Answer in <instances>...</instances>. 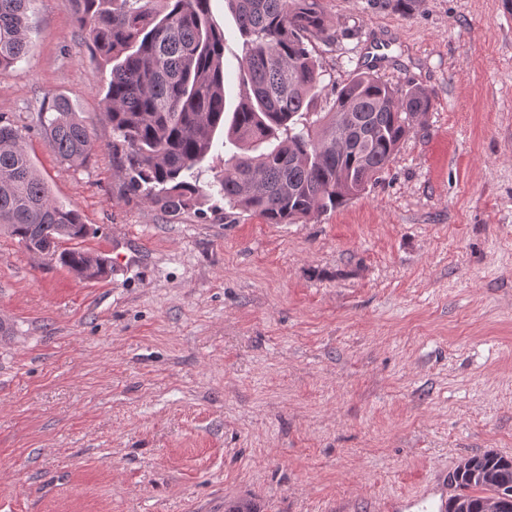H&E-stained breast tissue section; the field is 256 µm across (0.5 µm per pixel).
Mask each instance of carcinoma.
Segmentation results:
<instances>
[{
  "mask_svg": "<svg viewBox=\"0 0 512 512\" xmlns=\"http://www.w3.org/2000/svg\"><path fill=\"white\" fill-rule=\"evenodd\" d=\"M31 2L0 0L1 72L28 54ZM75 2L80 29L111 66L104 116L128 190L171 213L201 207L197 177L224 125V32L209 0ZM227 2L245 46L244 92L227 133L235 152L213 183L218 194L267 224H297L365 192L430 111L428 95L368 67L334 92L329 112L315 113L325 91L315 47L333 40L322 0ZM44 112L49 148L66 162H85L91 136L66 99L53 97ZM0 231L80 280L107 273L105 257L79 247L88 235L79 211L53 199L18 129L1 116ZM448 484L469 512H481L486 497L512 491V459L493 451L471 456Z\"/></svg>",
  "mask_w": 512,
  "mask_h": 512,
  "instance_id": "carcinoma-1",
  "label": "carcinoma"
}]
</instances>
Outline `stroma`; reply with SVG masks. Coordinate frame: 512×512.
<instances>
[{
  "label": "stroma",
  "instance_id": "1",
  "mask_svg": "<svg viewBox=\"0 0 512 512\" xmlns=\"http://www.w3.org/2000/svg\"><path fill=\"white\" fill-rule=\"evenodd\" d=\"M323 82L381 51L431 99L379 182L299 224L128 191L74 0H33L0 116L108 274L0 234V512H437L466 458L512 457V0H324ZM224 106L243 42L225 0ZM90 131L74 165L40 114ZM44 112L41 126L49 148L63 161L72 164L85 162L92 148L91 136L66 99L53 97Z\"/></svg>",
  "mask_w": 512,
  "mask_h": 512
}]
</instances>
